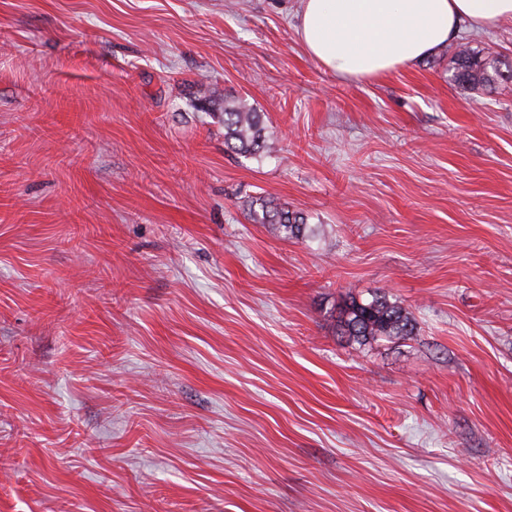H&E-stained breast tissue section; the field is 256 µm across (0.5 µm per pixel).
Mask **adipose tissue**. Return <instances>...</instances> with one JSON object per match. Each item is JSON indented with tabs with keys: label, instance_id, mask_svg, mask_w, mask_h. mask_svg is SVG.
Wrapping results in <instances>:
<instances>
[{
	"label": "adipose tissue",
	"instance_id": "1",
	"mask_svg": "<svg viewBox=\"0 0 512 512\" xmlns=\"http://www.w3.org/2000/svg\"><path fill=\"white\" fill-rule=\"evenodd\" d=\"M512 19V0H300L298 36L323 68L375 78L423 60L462 26Z\"/></svg>",
	"mask_w": 512,
	"mask_h": 512
}]
</instances>
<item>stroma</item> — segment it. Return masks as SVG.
Returning <instances> with one entry per match:
<instances>
[{
    "label": "stroma",
    "mask_w": 512,
    "mask_h": 512,
    "mask_svg": "<svg viewBox=\"0 0 512 512\" xmlns=\"http://www.w3.org/2000/svg\"><path fill=\"white\" fill-rule=\"evenodd\" d=\"M299 11L0 0V512H512V81L344 78ZM377 290L414 336L339 335ZM224 145L245 156L265 152L269 144L261 113L243 101L224 100ZM252 219L256 224H271L284 238H298L303 235L305 226L301 214L288 210V207L275 205L264 198H256L251 204Z\"/></svg>",
    "instance_id": "obj_1"
}]
</instances>
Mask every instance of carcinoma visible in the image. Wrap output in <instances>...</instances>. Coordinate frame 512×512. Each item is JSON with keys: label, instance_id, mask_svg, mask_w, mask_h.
<instances>
[{"label": "carcinoma", "instance_id": "cac0c4a2", "mask_svg": "<svg viewBox=\"0 0 512 512\" xmlns=\"http://www.w3.org/2000/svg\"><path fill=\"white\" fill-rule=\"evenodd\" d=\"M457 85L467 90H486L500 79H512V65L502 70L500 62L480 56L461 44L454 53ZM224 145L245 155H257L269 148L266 127L261 113L242 101H224ZM252 219L257 224H269L285 238H297L304 233L301 214L282 205L257 198L251 204ZM340 334L359 344L382 339L412 336L416 324L410 313L384 292H375L363 301L350 297L344 301L337 316Z\"/></svg>", "mask_w": 512, "mask_h": 512}]
</instances>
